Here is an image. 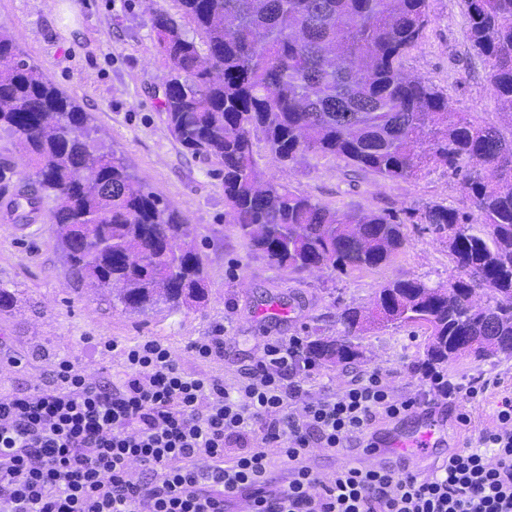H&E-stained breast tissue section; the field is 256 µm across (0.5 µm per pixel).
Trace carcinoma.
Listing matches in <instances>:
<instances>
[{
	"instance_id": "1",
	"label": "carcinoma",
	"mask_w": 512,
	"mask_h": 512,
	"mask_svg": "<svg viewBox=\"0 0 512 512\" xmlns=\"http://www.w3.org/2000/svg\"><path fill=\"white\" fill-rule=\"evenodd\" d=\"M174 2L195 35L155 12L168 129L183 148L224 167L232 223L270 265L362 271L390 263L407 236L395 214L332 210L266 177L258 136L288 164L332 155L389 180L442 166L470 201L467 210L433 204L410 215L448 248L457 271L448 286L392 278L370 314L343 309L344 334L315 335L309 353L323 364H353L362 352L352 337L377 323L424 330L426 372L463 358L511 359L512 0H466L469 50L505 126L458 111L448 94L402 71L429 23V0ZM0 129L32 162L27 184L9 196L10 212L52 201L57 242L79 281L133 312L205 297L188 225L2 28Z\"/></svg>"
}]
</instances>
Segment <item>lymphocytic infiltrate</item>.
<instances>
[{
    "instance_id": "lymphocytic-infiltrate-1",
    "label": "lymphocytic infiltrate",
    "mask_w": 512,
    "mask_h": 512,
    "mask_svg": "<svg viewBox=\"0 0 512 512\" xmlns=\"http://www.w3.org/2000/svg\"><path fill=\"white\" fill-rule=\"evenodd\" d=\"M125 358L116 381L56 361L48 382L0 401V502L11 512H226L237 495L253 512H512L511 393L496 428L425 475L305 463L316 448H377L378 423L451 396L480 403L488 381L460 388L435 371L408 397L372 369L312 398L297 375L320 364L297 336L267 340L231 387L185 372L155 339ZM274 455L288 468L281 498L267 489Z\"/></svg>"
}]
</instances>
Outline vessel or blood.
Listing matches in <instances>:
<instances>
[{"label":"vessel or blood","instance_id":"obj_1","mask_svg":"<svg viewBox=\"0 0 512 512\" xmlns=\"http://www.w3.org/2000/svg\"><path fill=\"white\" fill-rule=\"evenodd\" d=\"M448 427L426 411L418 412L411 429L387 423L379 449L349 456V463L370 468L407 469L420 474L431 471L438 459L445 457Z\"/></svg>","mask_w":512,"mask_h":512}]
</instances>
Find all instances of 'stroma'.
Listing matches in <instances>:
<instances>
[{"label": "stroma", "mask_w": 512, "mask_h": 512, "mask_svg": "<svg viewBox=\"0 0 512 512\" xmlns=\"http://www.w3.org/2000/svg\"><path fill=\"white\" fill-rule=\"evenodd\" d=\"M156 10L173 14L177 7L173 0H0V27L14 34L23 59L90 114L136 176L195 228L208 299L178 310L162 305L144 313L123 311L89 288L74 287L51 232L52 202L43 203L31 223L0 219V289L12 295L10 305L0 310V398L48 380L57 360L71 361L91 376L118 378L125 371L124 348L147 339L168 346L186 371H202L231 385L240 368L257 361L266 339H305L316 327L326 336L341 335L338 312L347 306L370 308L387 280L409 275L436 286L454 274L445 247L412 223L405 227L406 248L392 263L369 270L296 274L253 252L231 222L218 163L192 155L167 127L161 110L167 69L152 28ZM429 14L431 22L404 58V70L447 93L458 109L499 123L484 68L468 52L465 0H430ZM255 150L261 169L332 209L389 211L403 218L426 202L469 205L460 179L441 167L416 179L388 180L335 156L311 154L284 165L263 142H256ZM271 298L281 302L277 311L267 305ZM219 327L223 356L199 363L191 344ZM107 341L116 343V350H105ZM355 342L363 361L352 368L321 366L304 383L310 395L356 368L382 370L406 394L425 383L420 328L381 326ZM500 389H489L465 435L454 421L457 401L440 406L455 447L496 427L492 412Z\"/></svg>", "instance_id": "1"}]
</instances>
